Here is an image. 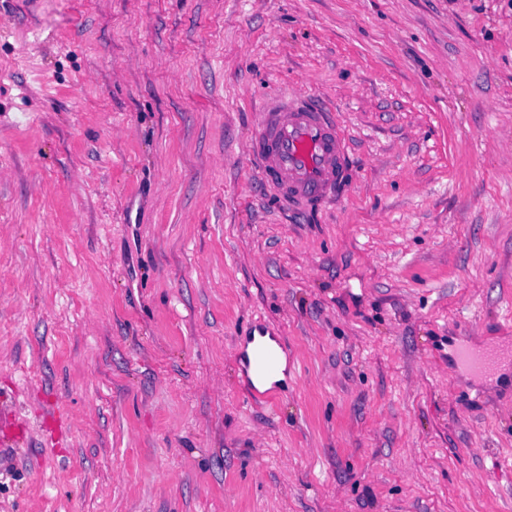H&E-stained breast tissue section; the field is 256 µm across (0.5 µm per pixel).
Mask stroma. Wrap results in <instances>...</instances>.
Wrapping results in <instances>:
<instances>
[{"mask_svg": "<svg viewBox=\"0 0 512 512\" xmlns=\"http://www.w3.org/2000/svg\"><path fill=\"white\" fill-rule=\"evenodd\" d=\"M289 89L322 211L249 157ZM0 414V512H512V0H0ZM249 153L265 184L297 211L333 202L351 177L348 145L334 112L302 90L257 112ZM277 366L278 360L275 354L266 352L264 350H259L257 352L254 361L255 376L257 378H264L270 375L262 381L264 388L270 387L273 382L283 378L282 371L284 369V362L281 361L278 371L275 374H272L277 369Z\"/></svg>", "mask_w": 512, "mask_h": 512, "instance_id": "obj_1", "label": "stroma"}]
</instances>
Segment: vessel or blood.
<instances>
[{
	"mask_svg": "<svg viewBox=\"0 0 512 512\" xmlns=\"http://www.w3.org/2000/svg\"><path fill=\"white\" fill-rule=\"evenodd\" d=\"M249 152L265 184L297 211L333 202L351 177L348 145L334 112L302 90L263 106Z\"/></svg>",
	"mask_w": 512,
	"mask_h": 512,
	"instance_id": "obj_1",
	"label": "vessel or blood"
}]
</instances>
